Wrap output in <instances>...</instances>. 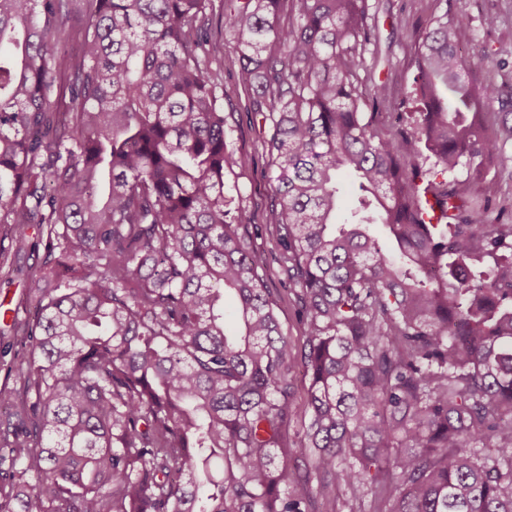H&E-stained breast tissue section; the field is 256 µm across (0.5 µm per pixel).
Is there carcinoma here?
<instances>
[{"label": "carcinoma", "mask_w": 512, "mask_h": 512, "mask_svg": "<svg viewBox=\"0 0 512 512\" xmlns=\"http://www.w3.org/2000/svg\"><path fill=\"white\" fill-rule=\"evenodd\" d=\"M69 2L0 0V271L32 224L45 252L0 391V512H340L341 484L358 512H512V224L474 206L512 80L469 78L468 25L427 21L394 130L364 118L390 95L369 0H224L298 349L224 181L247 159L213 0H83L73 54ZM342 176L359 198L338 226Z\"/></svg>", "instance_id": "cac0c4a2"}]
</instances>
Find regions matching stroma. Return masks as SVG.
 Listing matches in <instances>:
<instances>
[{
    "label": "stroma",
    "instance_id": "stroma-1",
    "mask_svg": "<svg viewBox=\"0 0 512 512\" xmlns=\"http://www.w3.org/2000/svg\"><path fill=\"white\" fill-rule=\"evenodd\" d=\"M375 12V46L366 55L367 64L375 68L377 79L391 87L382 109L398 113L410 111L409 96L415 69L412 65L414 43L426 21L443 12L468 21L472 39L465 53L472 65V78L484 80L487 73L505 66L512 72V14L495 29L486 28L483 19L496 13L501 0H371ZM212 69L224 91V115L231 129L234 151L244 155L247 164L225 177L227 187L239 194V206L246 215L247 235L264 259V276L277 301V313L284 333L293 343H300L302 331L288 280L278 261L280 247L269 224V211L276 202L275 173L263 152L265 126L245 110L247 94L238 83L239 63L231 36L217 41L212 54ZM487 194L493 210L499 211L503 223L512 224V145H507L502 160L486 169ZM40 252L26 251L15 261L12 274L0 273V303L9 304L18 312L17 322L28 323L32 315L24 297L28 289L27 273L40 260ZM11 322L0 321V389H16L10 366L29 347L25 336L13 331Z\"/></svg>",
    "mask_w": 512,
    "mask_h": 512
}]
</instances>
